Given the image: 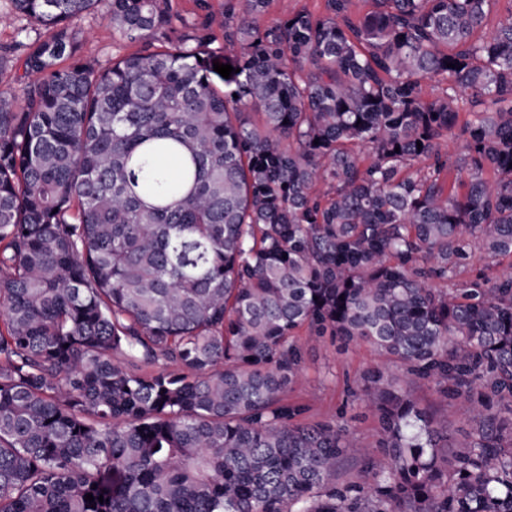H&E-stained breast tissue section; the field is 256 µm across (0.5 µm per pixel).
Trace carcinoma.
Instances as JSON below:
<instances>
[{
    "label": "carcinoma",
    "mask_w": 512,
    "mask_h": 512,
    "mask_svg": "<svg viewBox=\"0 0 512 512\" xmlns=\"http://www.w3.org/2000/svg\"><path fill=\"white\" fill-rule=\"evenodd\" d=\"M11 2L45 34L0 93V512H512V272L455 283L512 259V9ZM103 2L147 47L98 70ZM304 331L392 361L375 449L288 401ZM322 3L323 0H273L265 20L285 19L303 9L317 12L322 8ZM73 26L80 32V54L100 69L112 65L113 58L142 46L120 40L101 12L85 13L73 21Z\"/></svg>",
    "instance_id": "1"
}]
</instances>
